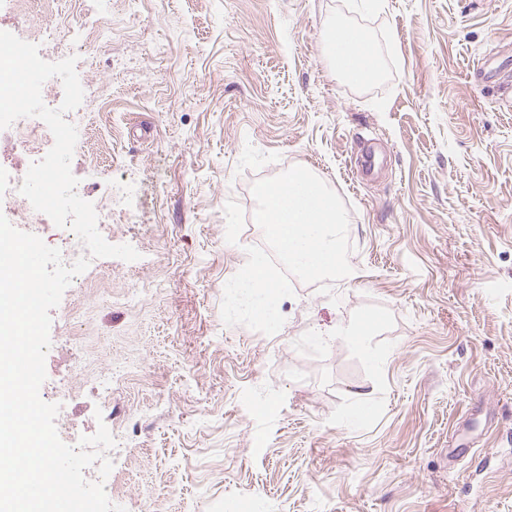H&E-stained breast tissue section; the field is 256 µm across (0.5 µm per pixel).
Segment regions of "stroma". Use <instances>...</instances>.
<instances>
[{
	"label": "stroma",
	"instance_id": "stroma-1",
	"mask_svg": "<svg viewBox=\"0 0 512 512\" xmlns=\"http://www.w3.org/2000/svg\"><path fill=\"white\" fill-rule=\"evenodd\" d=\"M336 22L368 34V86L325 57ZM27 25L77 59L76 192L139 254L65 291L89 366L51 309L40 390L71 375L83 434L126 435L113 504L512 512V0H56ZM295 165L343 199L352 274L294 284L276 334L225 325L251 187ZM365 314L358 347L337 326Z\"/></svg>",
	"mask_w": 512,
	"mask_h": 512
}]
</instances>
